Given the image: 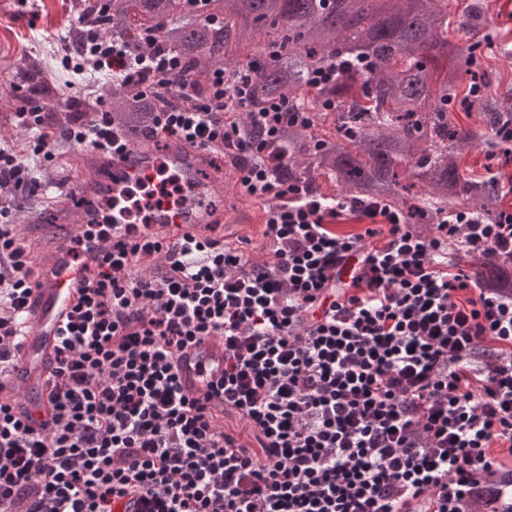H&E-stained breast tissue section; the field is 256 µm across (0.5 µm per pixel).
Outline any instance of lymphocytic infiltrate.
<instances>
[{
    "instance_id": "obj_1",
    "label": "lymphocytic infiltrate",
    "mask_w": 512,
    "mask_h": 512,
    "mask_svg": "<svg viewBox=\"0 0 512 512\" xmlns=\"http://www.w3.org/2000/svg\"><path fill=\"white\" fill-rule=\"evenodd\" d=\"M73 29L80 50L66 34L57 49L75 86L149 75L168 89L151 137L225 151L266 208L273 258L126 225L87 271L40 411L0 398V512H115L125 499L136 512H512V286L462 266L512 273V209L454 210L424 232L387 203L283 180L273 147L308 114L285 97L253 109V69L215 68L200 89L152 34ZM66 139L106 154L132 144L102 110ZM41 187L0 143V386L33 276L13 195ZM347 218L364 231L338 234ZM208 338L223 340L224 369L194 390L178 357Z\"/></svg>"
}]
</instances>
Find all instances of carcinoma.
Here are the masks:
<instances>
[{
  "instance_id": "1",
  "label": "carcinoma",
  "mask_w": 512,
  "mask_h": 512,
  "mask_svg": "<svg viewBox=\"0 0 512 512\" xmlns=\"http://www.w3.org/2000/svg\"><path fill=\"white\" fill-rule=\"evenodd\" d=\"M74 8L113 36L153 32L200 87L213 67L249 66L256 106L287 97L310 112V122L284 128L275 147L287 155L280 173L290 182L314 186L325 176L342 197L386 202L425 225L450 205L491 216L501 204L495 182L468 179L459 164L479 132L456 121L453 103L479 44L460 47L443 80L433 81L448 56L444 0H208L206 14L218 25L190 10L187 0H112L106 12L94 0H75ZM332 62L336 77L311 85L310 74ZM152 83L112 88L109 111L138 143L156 104L170 101L162 93L139 94ZM63 85L62 73L41 57L20 58L10 81L0 84V98L23 88L46 101L45 124L60 133L99 108L84 97L51 106ZM460 98L487 129L512 121L509 97L490 109L468 84Z\"/></svg>"
}]
</instances>
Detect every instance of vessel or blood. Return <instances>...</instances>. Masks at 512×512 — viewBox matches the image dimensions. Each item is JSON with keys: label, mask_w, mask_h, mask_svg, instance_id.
<instances>
[{"label": "vessel or blood", "mask_w": 512, "mask_h": 512, "mask_svg": "<svg viewBox=\"0 0 512 512\" xmlns=\"http://www.w3.org/2000/svg\"><path fill=\"white\" fill-rule=\"evenodd\" d=\"M208 154L205 149L181 140L168 141L164 149L144 143L108 156L88 151L81 167L78 190L59 210V221L46 225L43 246L34 261L32 316L20 356L5 388L27 407L42 405L46 381L53 366L59 335L73 305L77 288L86 275L85 263L103 259L123 241L125 215L113 210L114 229L110 234L95 231L101 223V202L130 187L154 185L161 171L175 172L183 184L192 186L193 196L178 209L154 204L149 213L152 228H179L204 238L209 236L215 216L210 202L219 192L217 181L205 176ZM213 373L224 368V343L209 338L187 349L178 365L184 384L199 387L200 365Z\"/></svg>", "instance_id": "obj_1"}]
</instances>
